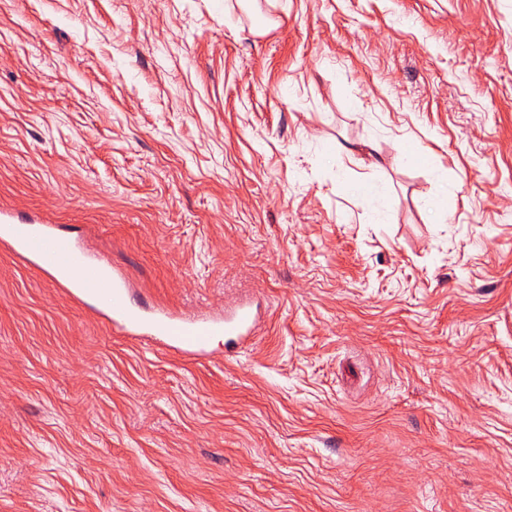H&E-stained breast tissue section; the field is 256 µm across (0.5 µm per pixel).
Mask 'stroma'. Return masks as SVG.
Returning <instances> with one entry per match:
<instances>
[{"label":"stroma","mask_w":512,"mask_h":512,"mask_svg":"<svg viewBox=\"0 0 512 512\" xmlns=\"http://www.w3.org/2000/svg\"><path fill=\"white\" fill-rule=\"evenodd\" d=\"M1 209L260 317L0 250V512H512V0H0ZM0 246L92 306L124 335L190 357L209 353L218 336H224L228 348H235L259 318L249 302L228 306L224 313H182L141 302L119 268L89 250L80 236L54 224L20 220L1 211Z\"/></svg>","instance_id":"35a3bbf8"}]
</instances>
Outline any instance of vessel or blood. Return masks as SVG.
<instances>
[{
    "mask_svg": "<svg viewBox=\"0 0 512 512\" xmlns=\"http://www.w3.org/2000/svg\"><path fill=\"white\" fill-rule=\"evenodd\" d=\"M0 247L23 259L92 306L127 336L174 348L190 357L209 353L216 337L233 348L258 321L252 305L240 302L218 313H182L137 300L126 275L87 248L81 237L54 224L0 213Z\"/></svg>",
    "mask_w": 512,
    "mask_h": 512,
    "instance_id": "1",
    "label": "vessel or blood"
}]
</instances>
